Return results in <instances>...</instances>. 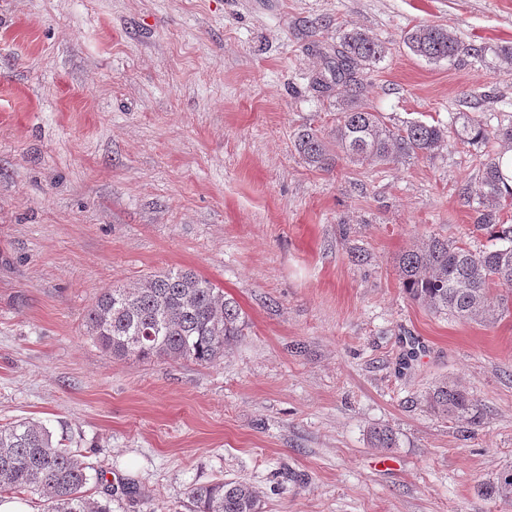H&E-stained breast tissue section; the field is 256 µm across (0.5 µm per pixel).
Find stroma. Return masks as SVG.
Masks as SVG:
<instances>
[{
	"label": "stroma",
	"mask_w": 512,
	"mask_h": 512,
	"mask_svg": "<svg viewBox=\"0 0 512 512\" xmlns=\"http://www.w3.org/2000/svg\"><path fill=\"white\" fill-rule=\"evenodd\" d=\"M423 23L458 56L409 53ZM351 27L389 48L374 109L447 127L433 156L296 152L335 131L309 82ZM505 48L512 0H0V423L105 468L88 493L112 512H192L222 478L262 512H512L480 493L512 465V317L432 313L397 270L431 235L491 244L462 193L486 148L451 116L512 118ZM170 268L233 298L243 336L207 366L103 352L82 322L100 290ZM444 378L480 424L428 411ZM379 425L398 447H370ZM409 51L428 62L450 60L459 52V42L448 25L420 24L409 30L403 39Z\"/></svg>",
	"instance_id": "stroma-1"
}]
</instances>
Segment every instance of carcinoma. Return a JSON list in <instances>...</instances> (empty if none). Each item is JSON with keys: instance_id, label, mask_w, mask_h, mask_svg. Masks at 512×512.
<instances>
[{"instance_id": "1", "label": "carcinoma", "mask_w": 512, "mask_h": 512, "mask_svg": "<svg viewBox=\"0 0 512 512\" xmlns=\"http://www.w3.org/2000/svg\"><path fill=\"white\" fill-rule=\"evenodd\" d=\"M409 51L429 62L450 60L459 52L447 25L420 24L403 39ZM388 53L385 43L359 28L340 37L328 74L318 73L312 90L341 96L336 133L329 140L312 128L296 134L295 146L314 167H329L335 155L357 162L395 164L434 154L445 142V128L415 120L388 124L364 101V70ZM461 135L472 143L490 140L499 149L481 161L479 177L467 194L486 206L481 228L499 244L471 249L446 238L430 237L398 259L403 288L435 314L459 321L495 322L512 313V224L501 223L500 211L512 206V178L502 170V156L512 150V120L489 124L484 116H460ZM87 336L114 358L193 360L211 364L243 336L245 320L238 303L224 290L192 270H165L133 288H104L84 314ZM434 414L461 424L480 419L478 402L459 384L443 379L422 397ZM372 448L398 447L388 426L367 432ZM92 469L82 455L54 443L44 426L19 420L0 425V493H39L48 512H111L109 502L87 494ZM486 494L512 500V467L499 473ZM195 512H260L254 487L239 479L216 480L189 491Z\"/></svg>"}]
</instances>
